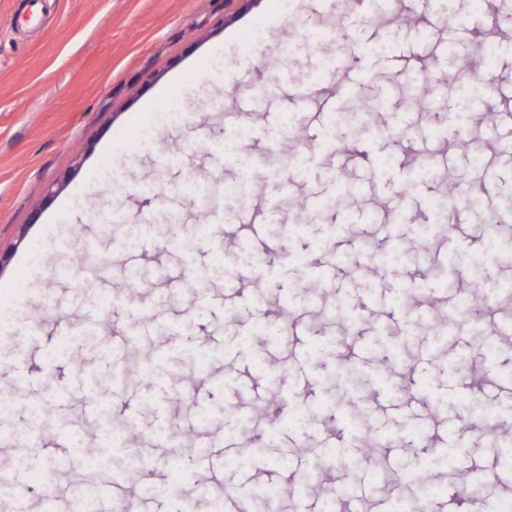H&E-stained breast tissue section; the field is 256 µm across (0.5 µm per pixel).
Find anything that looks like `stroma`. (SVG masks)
Returning a JSON list of instances; mask_svg holds the SVG:
<instances>
[{
    "label": "stroma",
    "instance_id": "1",
    "mask_svg": "<svg viewBox=\"0 0 512 512\" xmlns=\"http://www.w3.org/2000/svg\"><path fill=\"white\" fill-rule=\"evenodd\" d=\"M22 7L0 0V287H12L16 311L0 321V395L21 392L19 431L30 405L49 411L30 469H13L14 447L0 442V474L19 487L0 512H41L49 460L62 464L57 512L72 489L117 475L135 512H176L141 494L134 456L152 480L196 496L199 512L244 478L246 512H267L268 483L281 486L283 512H324L328 495L389 512L391 495L418 492L400 460L450 445L458 466L442 487L493 472L485 496L512 495L498 478L499 443L512 437V219L486 220L512 187V125L501 119L512 114V0H457L467 46L479 50L490 28L498 44L490 85L463 117L438 2L401 0L375 19L363 0H292L274 19L268 0H42L28 25L11 26ZM316 20L324 37L304 39ZM271 59L279 76L264 93ZM361 102L357 131L338 126ZM243 128L251 189L228 199L239 168L224 142ZM297 152L309 160L303 178L288 163ZM425 162L436 178L420 176ZM452 186L482 207L452 205ZM228 209L246 222L222 223ZM308 210L315 221L289 235ZM172 217L181 245L120 249L129 225ZM424 225L439 235L422 241ZM492 236L490 286L478 293L468 257ZM88 241L101 264L74 266ZM265 244L270 269L239 264L240 249L256 256ZM395 248L406 261L382 262ZM408 284L409 307L395 305ZM473 299L496 334L476 338L463 316L431 332L432 318ZM286 314L300 326L271 340L265 324ZM204 344L223 352L205 376L194 359ZM116 369L125 384L108 404L126 445L114 452L87 407L94 380ZM297 407L313 412L311 426L290 423ZM369 436L389 440L384 456L365 451ZM196 448L210 467L194 468ZM107 451L113 471L91 469ZM240 457L249 468L235 470Z\"/></svg>",
    "mask_w": 512,
    "mask_h": 512
}]
</instances>
